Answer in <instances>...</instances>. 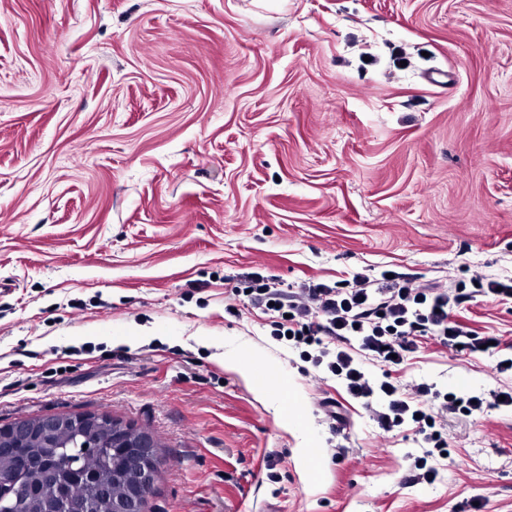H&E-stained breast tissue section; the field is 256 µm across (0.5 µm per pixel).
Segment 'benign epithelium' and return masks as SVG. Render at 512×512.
I'll return each mask as SVG.
<instances>
[{
    "mask_svg": "<svg viewBox=\"0 0 512 512\" xmlns=\"http://www.w3.org/2000/svg\"><path fill=\"white\" fill-rule=\"evenodd\" d=\"M105 419L106 416L101 414H51L0 425V453L13 457L17 464L14 472L0 476V485L5 488L4 496L0 498V512H11L13 500L27 494L20 473L27 467L22 448L31 437L37 435L52 441L61 430H68L71 439L56 444V448L67 456L74 480L80 481L87 478L84 471L86 458L103 447L99 430ZM112 447L120 451V467L128 475L126 487L116 493L108 486H100L92 496L64 498L57 503L55 512H97L101 501L109 502L110 512H145V496L153 487L159 469L157 440L149 433L131 434L118 429L112 434Z\"/></svg>",
    "mask_w": 512,
    "mask_h": 512,
    "instance_id": "1",
    "label": "benign epithelium"
}]
</instances>
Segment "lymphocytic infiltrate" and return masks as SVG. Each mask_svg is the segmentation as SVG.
Returning <instances> with one entry per match:
<instances>
[{"mask_svg":"<svg viewBox=\"0 0 512 512\" xmlns=\"http://www.w3.org/2000/svg\"><path fill=\"white\" fill-rule=\"evenodd\" d=\"M463 301V296L438 288H415L388 278L380 282L365 275L345 288L310 283L296 294L264 283L249 291L251 305L268 309L273 336L316 348L314 365L326 366L365 406L382 399L377 420L383 430L414 422L424 443L438 450L444 444L438 432L429 431L432 415L423 402L429 386L420 385L412 396L392 381H369L362 362L393 366L414 353L424 338L472 356L497 354L499 347L489 337L452 319L451 306Z\"/></svg>","mask_w":512,"mask_h":512,"instance_id":"f902f5d3","label":"lymphocytic infiltrate"}]
</instances>
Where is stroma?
I'll list each match as a JSON object with an SVG mask.
<instances>
[{
  "label": "stroma",
  "instance_id": "1",
  "mask_svg": "<svg viewBox=\"0 0 512 512\" xmlns=\"http://www.w3.org/2000/svg\"><path fill=\"white\" fill-rule=\"evenodd\" d=\"M364 273L512 351V0H0V424L153 433L146 512H512V407L434 482L235 290ZM423 340L393 378L512 388Z\"/></svg>",
  "mask_w": 512,
  "mask_h": 512
}]
</instances>
